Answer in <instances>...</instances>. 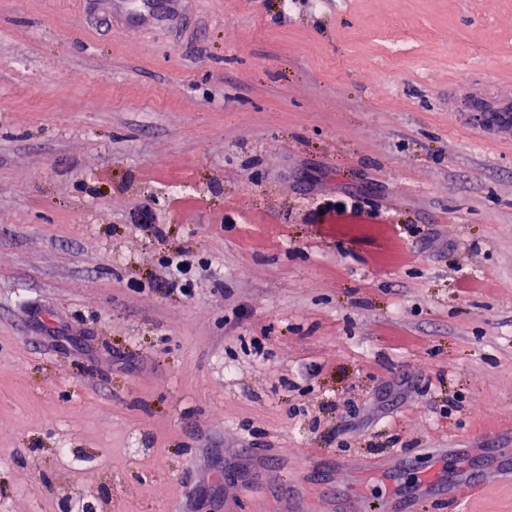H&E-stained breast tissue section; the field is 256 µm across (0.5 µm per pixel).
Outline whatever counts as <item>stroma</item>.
<instances>
[{
	"label": "stroma",
	"instance_id": "1",
	"mask_svg": "<svg viewBox=\"0 0 512 512\" xmlns=\"http://www.w3.org/2000/svg\"><path fill=\"white\" fill-rule=\"evenodd\" d=\"M194 9L129 39L0 0V512H458L412 460L512 512V134L458 108L512 99V0ZM364 209L358 204L346 205L343 204V209H340V205L329 208L325 211L324 217L326 224H331L332 229L338 233L348 232L350 229L358 226V221H364ZM469 487H482L480 479L473 472H464L448 480V492L455 502H465V490Z\"/></svg>",
	"mask_w": 512,
	"mask_h": 512
}]
</instances>
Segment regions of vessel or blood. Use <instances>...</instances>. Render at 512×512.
I'll use <instances>...</instances> for the list:
<instances>
[{
    "mask_svg": "<svg viewBox=\"0 0 512 512\" xmlns=\"http://www.w3.org/2000/svg\"><path fill=\"white\" fill-rule=\"evenodd\" d=\"M192 0H100V12L107 20L120 22L125 30L174 29L181 25ZM471 111L480 113L486 126L512 131V105L501 102L473 101ZM473 472L461 473L448 482V492L458 503L465 502V491L480 486Z\"/></svg>",
    "mask_w": 512,
    "mask_h": 512,
    "instance_id": "1",
    "label": "vessel or blood"
}]
</instances>
